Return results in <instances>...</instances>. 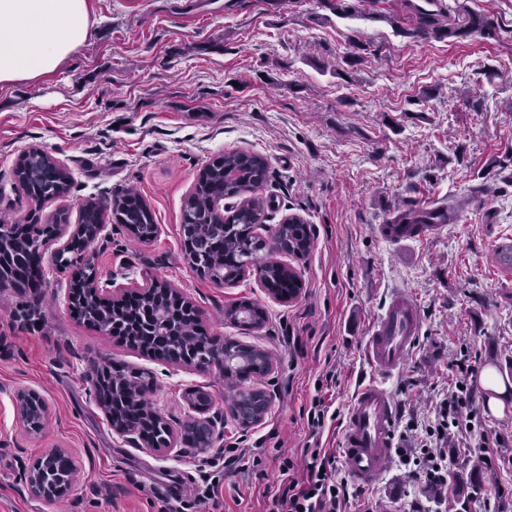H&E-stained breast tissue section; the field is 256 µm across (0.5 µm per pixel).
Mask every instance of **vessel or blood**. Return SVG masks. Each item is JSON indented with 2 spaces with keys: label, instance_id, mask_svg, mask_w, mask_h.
<instances>
[{
  "label": "vessel or blood",
  "instance_id": "vessel-or-blood-1",
  "mask_svg": "<svg viewBox=\"0 0 512 512\" xmlns=\"http://www.w3.org/2000/svg\"><path fill=\"white\" fill-rule=\"evenodd\" d=\"M380 235L393 243L423 240L436 234L434 224H381ZM421 317L413 297L393 292L385 311L374 322L365 342V355L374 379L362 382L354 394L342 434L344 467L362 489L379 481L397 443L398 405L383 385L398 372L420 334Z\"/></svg>",
  "mask_w": 512,
  "mask_h": 512
}]
</instances>
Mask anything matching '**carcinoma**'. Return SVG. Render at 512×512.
I'll use <instances>...</instances> for the list:
<instances>
[{
    "mask_svg": "<svg viewBox=\"0 0 512 512\" xmlns=\"http://www.w3.org/2000/svg\"><path fill=\"white\" fill-rule=\"evenodd\" d=\"M438 15L448 18V25L432 27L440 37L462 39L473 34L488 35L490 28L480 16H472L465 23L452 18L451 9L441 3ZM15 177L26 193L38 200H49L60 195L68 179L66 172L52 158L41 157L35 163L23 162ZM266 179L264 159L251 152L232 151L214 159L201 173L196 193L186 202L182 212L181 235L185 254L196 269L211 275L216 284L235 282L246 270L254 268L262 283L273 287H288L297 278L294 271L278 260L266 256L267 244L250 235V229L264 218V203L257 192ZM237 198L239 203L230 207V215L217 222L212 216L213 206L220 200ZM110 208L121 223L134 227L143 241L153 239L155 221L151 210L129 194L116 196L112 202H88L82 209V223H101L102 212ZM450 219L447 210L439 208L427 215L408 212L395 219L397 224H445ZM51 224H28L20 236L13 240L8 257L0 265V278L11 280L14 271L39 270L42 255L34 244L48 235ZM275 249L289 253H306L307 235L300 224L282 223L274 232ZM92 271L91 263L75 274L71 282L74 300H82L77 307L79 317L104 334H112L116 324L126 328V342L147 353L172 360L186 350L192 358L211 355L208 337L197 327L200 322L190 307H174L169 296L156 288L122 304L105 305L88 292L92 280L85 272ZM232 322L257 326L261 322L258 308L251 302L242 303L227 311ZM268 354L251 347L238 346L224 356L226 376L238 382L246 380L250 366L262 365ZM97 381V400L108 413L111 424L138 431L146 441L164 443L170 430L164 419L148 410L146 394L150 390L151 376L144 370H130L124 365L104 362L93 369ZM262 403L258 391L239 389L234 409L239 421L248 420L247 414ZM185 439L196 448H208L212 431L203 421H190L184 425ZM74 470L72 460L63 454L54 457L53 471L46 473L45 481L54 484L69 477Z\"/></svg>",
    "mask_w": 512,
    "mask_h": 512,
    "instance_id": "obj_1",
    "label": "carcinoma"
}]
</instances>
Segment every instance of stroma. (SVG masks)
<instances>
[{
  "instance_id": "stroma-1",
  "label": "stroma",
  "mask_w": 512,
  "mask_h": 512,
  "mask_svg": "<svg viewBox=\"0 0 512 512\" xmlns=\"http://www.w3.org/2000/svg\"><path fill=\"white\" fill-rule=\"evenodd\" d=\"M352 2L358 12L345 17L336 0H91V36L65 67L0 87V218L50 224L63 212L74 225L86 202L136 190L157 233L142 241L104 214L87 248L99 284L168 283L208 336L256 347L274 364L248 382L269 394L267 413L241 426L222 369L155 358L80 320L69 300L73 271L57 264L59 243H47L41 288H0V512H167L168 480L192 485L203 462L223 460L231 444L259 457L267 480L226 464L217 506L189 512H267L279 458L306 445V412L328 369L335 378L324 398L336 418L321 446L340 454L347 407L371 374L367 333L397 290L413 296L422 327L385 381L399 408L396 434L433 418L465 350L489 446L454 440L438 501L392 455L375 486H350L346 512H512V277L492 260L493 246L512 239V185L500 169L512 156V0H446L495 26L459 40L424 34L410 0ZM34 148L70 176L57 198L33 200L13 177ZM231 150L267 165L255 234L271 238L291 215L309 229L307 255L279 256L300 277L292 300L273 298L254 272L214 284L183 255V205L200 171ZM435 207L457 218L427 240L397 245L377 230ZM244 300L260 308L258 327L227 318ZM105 360L152 374L147 398L171 429L170 448L113 431L88 378ZM486 372L500 391L484 387ZM191 387L209 397L207 410L186 398ZM28 392L48 408L37 433L17 407ZM193 419L212 428L207 452L182 439ZM59 448L75 464L68 497L30 496L23 469ZM486 456L491 467H480Z\"/></svg>"
}]
</instances>
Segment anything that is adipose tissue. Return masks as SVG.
Segmentation results:
<instances>
[{"mask_svg":"<svg viewBox=\"0 0 512 512\" xmlns=\"http://www.w3.org/2000/svg\"><path fill=\"white\" fill-rule=\"evenodd\" d=\"M91 24L88 0H0V86L59 70Z\"/></svg>","mask_w":512,"mask_h":512,"instance_id":"1","label":"adipose tissue"}]
</instances>
